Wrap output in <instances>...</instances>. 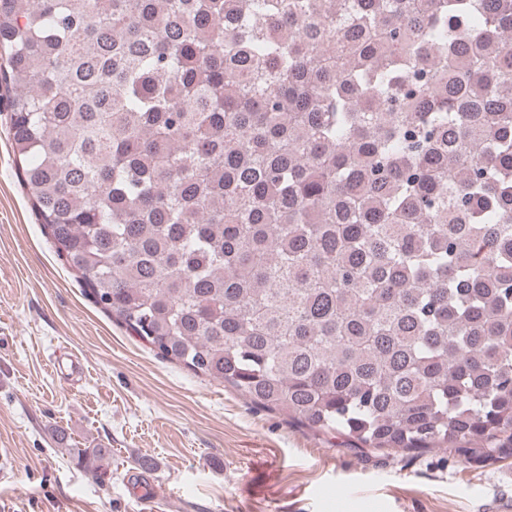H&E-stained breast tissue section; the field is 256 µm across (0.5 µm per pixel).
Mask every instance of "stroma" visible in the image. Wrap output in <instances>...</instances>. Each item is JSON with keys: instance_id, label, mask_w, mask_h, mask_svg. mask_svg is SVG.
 <instances>
[{"instance_id": "1", "label": "stroma", "mask_w": 512, "mask_h": 512, "mask_svg": "<svg viewBox=\"0 0 512 512\" xmlns=\"http://www.w3.org/2000/svg\"><path fill=\"white\" fill-rule=\"evenodd\" d=\"M0 85V512H499L512 447L354 449L163 359L87 296L32 209ZM76 448H103L104 461Z\"/></svg>"}]
</instances>
